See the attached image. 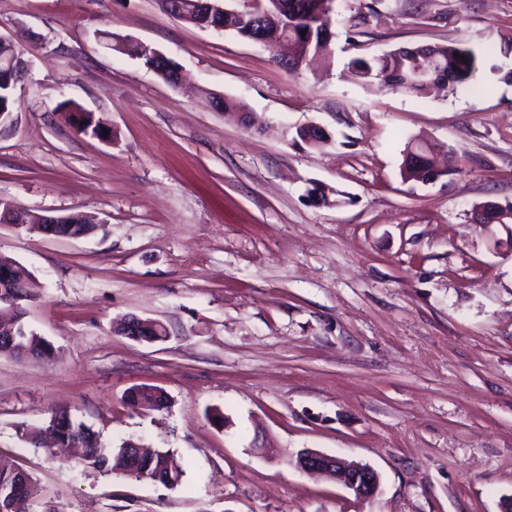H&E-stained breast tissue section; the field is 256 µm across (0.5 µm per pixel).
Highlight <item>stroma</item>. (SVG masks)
I'll use <instances>...</instances> for the list:
<instances>
[{"label":"stroma","instance_id":"stroma-1","mask_svg":"<svg viewBox=\"0 0 512 512\" xmlns=\"http://www.w3.org/2000/svg\"><path fill=\"white\" fill-rule=\"evenodd\" d=\"M363 2L336 0L329 67L289 73L158 0H0V37L29 62L0 125V199L102 224L77 239L0 224V256L41 285L25 321L54 348L0 356V462L32 475L34 512H500L512 496V224L468 221L512 202V0H381L352 40ZM112 33L172 58L182 85ZM431 43L477 52L486 90L418 98L347 72ZM71 104L106 136L78 133ZM307 124L332 143L302 144ZM414 138L458 172L404 181ZM128 315L166 341L115 332ZM135 386L168 409L127 408ZM60 409L104 447L170 451L181 485L20 438ZM304 448L370 465L379 494L296 469ZM118 36H116L115 42L112 40V50L113 51L120 52V51H125L127 49V51L123 52L122 54H127V55L137 57V59L141 60L144 65H146V60L143 59L141 51H146L147 53L152 52L154 57L166 60L167 63L169 64L172 75L170 76V78L167 82L169 84H173V85L178 83V81L180 79L179 67H178V64L175 63L172 59L168 58L165 54H163L161 51L153 48L152 46H150L148 44L141 43V42L135 43V44H139L140 48L138 45H135L134 43H129L126 47V44H127V42H129V40L121 38L120 35H118Z\"/></svg>","mask_w":512,"mask_h":512}]
</instances>
